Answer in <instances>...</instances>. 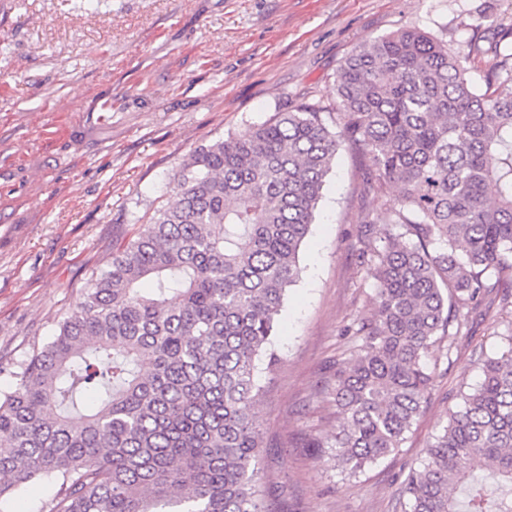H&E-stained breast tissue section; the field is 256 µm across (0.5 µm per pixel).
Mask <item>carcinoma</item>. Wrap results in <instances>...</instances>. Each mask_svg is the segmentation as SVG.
<instances>
[{"instance_id": "cac0c4a2", "label": "carcinoma", "mask_w": 512, "mask_h": 512, "mask_svg": "<svg viewBox=\"0 0 512 512\" xmlns=\"http://www.w3.org/2000/svg\"><path fill=\"white\" fill-rule=\"evenodd\" d=\"M332 121L309 106L194 151L176 200L112 244L52 339L0 392V509L42 476L53 512H269L258 467L257 362L272 349L339 140L367 158L391 229L365 235L374 311L326 393L328 439L355 475L399 448L433 386L432 348L470 333L484 298L512 305V46L476 89L415 28L358 45ZM149 289L141 288L144 282ZM448 412L402 491L403 512H512V334Z\"/></svg>"}]
</instances>
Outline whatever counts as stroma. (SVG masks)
I'll return each instance as SVG.
<instances>
[{
	"label": "stroma",
	"instance_id": "stroma-1",
	"mask_svg": "<svg viewBox=\"0 0 512 512\" xmlns=\"http://www.w3.org/2000/svg\"><path fill=\"white\" fill-rule=\"evenodd\" d=\"M417 27L469 56L483 86L512 43V0H0V360L45 344L116 239L175 199L202 145L308 104L339 110L336 74L358 45ZM360 152L341 144L288 292L274 369L259 367L260 467L272 512H401L400 492L460 390L498 353L512 310L480 307L469 336L432 350L428 402L402 448L363 472L307 448L330 436L325 393L354 355L375 283L358 259L379 210Z\"/></svg>",
	"mask_w": 512,
	"mask_h": 512
}]
</instances>
